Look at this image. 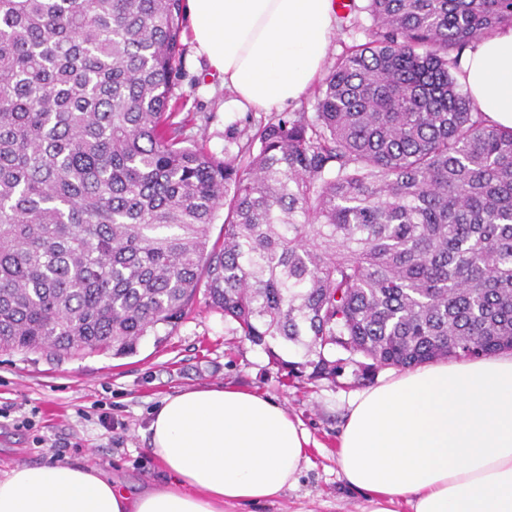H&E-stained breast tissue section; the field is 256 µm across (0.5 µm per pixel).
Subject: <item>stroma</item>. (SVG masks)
<instances>
[{
    "label": "stroma",
    "mask_w": 512,
    "mask_h": 512,
    "mask_svg": "<svg viewBox=\"0 0 512 512\" xmlns=\"http://www.w3.org/2000/svg\"><path fill=\"white\" fill-rule=\"evenodd\" d=\"M181 43L172 94L186 103L187 140L216 159L230 157L270 115L231 106V92L195 58L190 31H183ZM228 328L223 313L200 294L185 319L159 326L131 355L87 352L59 360L42 351L0 350V405L11 408L10 417H0V475L18 463L51 462V451L33 442L41 434L66 444L65 461L111 472L129 490L159 485L164 474L144 436L155 407L186 389L239 385L275 398L302 421L315 445L294 488L275 502L232 512H364L367 499L344 483L336 451L348 402L369 381L353 365L333 380L285 378L281 359L304 362L302 347L276 342L267 351L229 335ZM97 403L111 408L114 429L90 415ZM20 415L34 416L37 432L17 428L14 419Z\"/></svg>",
    "instance_id": "35a3bbf8"
}]
</instances>
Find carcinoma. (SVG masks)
Masks as SVG:
<instances>
[{
	"instance_id": "obj_1",
	"label": "carcinoma",
	"mask_w": 512,
	"mask_h": 512,
	"mask_svg": "<svg viewBox=\"0 0 512 512\" xmlns=\"http://www.w3.org/2000/svg\"><path fill=\"white\" fill-rule=\"evenodd\" d=\"M357 11L315 119L221 161L177 120L186 0H0V349L124 355L203 287L314 379L512 350V129L455 78L512 0Z\"/></svg>"
}]
</instances>
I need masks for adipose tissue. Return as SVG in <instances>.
Listing matches in <instances>:
<instances>
[{
	"label": "adipose tissue",
	"mask_w": 512,
	"mask_h": 512,
	"mask_svg": "<svg viewBox=\"0 0 512 512\" xmlns=\"http://www.w3.org/2000/svg\"><path fill=\"white\" fill-rule=\"evenodd\" d=\"M196 56L235 102L269 110L315 81L334 0H188ZM460 77L512 128V29L463 54ZM147 432L165 484L130 492L103 470L56 461L0 476V512H224L279 499L309 462L308 430L274 398L237 386L166 397ZM337 464L369 512H512V355L436 362L368 387L351 404Z\"/></svg>",
	"instance_id": "adipose-tissue-1"
}]
</instances>
